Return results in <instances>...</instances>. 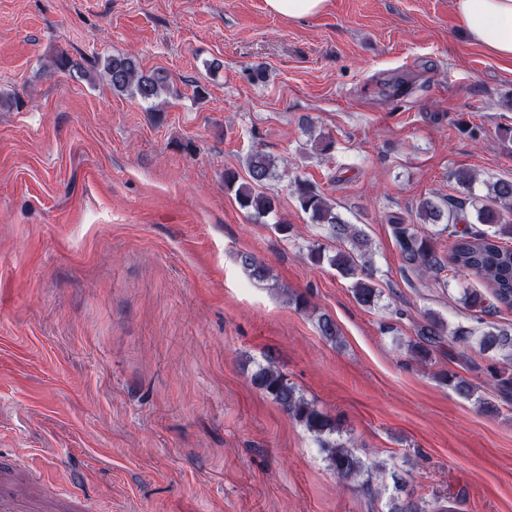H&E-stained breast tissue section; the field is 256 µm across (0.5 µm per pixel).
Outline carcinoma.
I'll list each match as a JSON object with an SVG mask.
<instances>
[{
  "mask_svg": "<svg viewBox=\"0 0 512 512\" xmlns=\"http://www.w3.org/2000/svg\"><path fill=\"white\" fill-rule=\"evenodd\" d=\"M50 66L73 76L87 78L84 66L64 52L56 54ZM103 75L112 91L129 94L151 103L169 90V74L163 69L145 71L131 56H112L103 61ZM249 180L239 181L233 171L224 172V190L234 193L241 207L254 218L276 213L278 198L268 192V183L276 176V160L263 152L249 154L245 161ZM450 177L464 198L454 203L446 198L427 196L419 200L409 217L392 216L393 235L402 270L419 276L430 274L448 285L440 273L451 268L457 273L472 275L489 288L490 293L477 288L467 289L462 297L464 306L483 323L482 315L502 306L512 309V179H496L485 183L483 195L474 193L476 174L467 169H457ZM297 206L308 215L311 223L318 224L327 235L342 244L332 251L321 243L307 247L306 257L313 265H328L344 279L351 282L355 300L367 309L379 307L382 292L377 288V270L371 242L367 233L358 225L347 222L330 200L311 182L300 175L293 178ZM472 213L479 227L469 226L455 230L460 222L468 221ZM443 226L454 237L449 258L440 255L437 239L428 233V226ZM241 265L251 278L265 281L267 267L254 255H240ZM317 330L325 340L334 342L340 336L336 321L329 315L317 318ZM417 340L408 344L412 359L427 362L434 350L450 340L460 346L476 347L478 352L498 360L500 367L493 372L497 391L512 392V324H488L479 334L465 327L450 330L439 314L427 311L422 321L416 323ZM455 392L470 398L476 386L467 378L446 374ZM251 384L270 398L290 418L302 425L324 453L328 467L337 480L349 485L367 471L365 463L341 439L336 419L306 399L299 389L267 357L266 364L258 366L250 376Z\"/></svg>",
  "mask_w": 512,
  "mask_h": 512,
  "instance_id": "carcinoma-1",
  "label": "carcinoma"
}]
</instances>
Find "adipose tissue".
<instances>
[{"instance_id":"ef3b65f1","label":"adipose tissue","mask_w":512,"mask_h":512,"mask_svg":"<svg viewBox=\"0 0 512 512\" xmlns=\"http://www.w3.org/2000/svg\"><path fill=\"white\" fill-rule=\"evenodd\" d=\"M454 6L473 43L512 59V0H454Z\"/></svg>"}]
</instances>
